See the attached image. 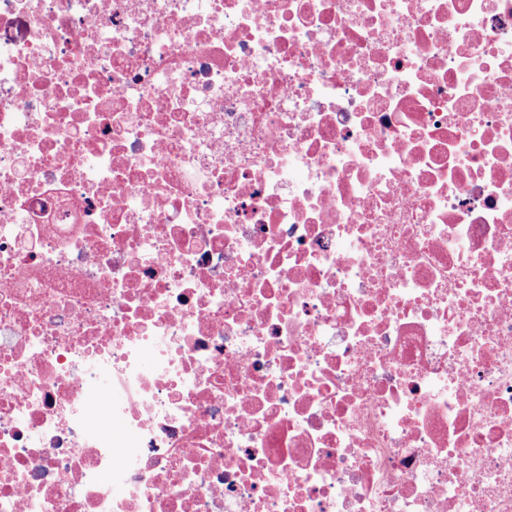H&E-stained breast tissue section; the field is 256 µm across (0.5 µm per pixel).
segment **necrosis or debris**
I'll return each instance as SVG.
<instances>
[{"mask_svg":"<svg viewBox=\"0 0 512 512\" xmlns=\"http://www.w3.org/2000/svg\"><path fill=\"white\" fill-rule=\"evenodd\" d=\"M0 512H512V0H0Z\"/></svg>","mask_w":512,"mask_h":512,"instance_id":"obj_1","label":"necrosis or debris"}]
</instances>
